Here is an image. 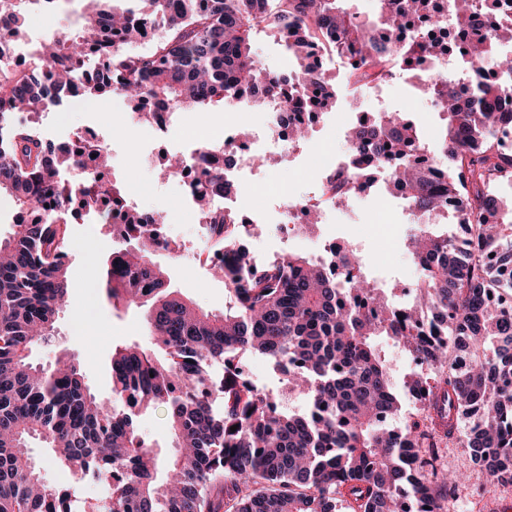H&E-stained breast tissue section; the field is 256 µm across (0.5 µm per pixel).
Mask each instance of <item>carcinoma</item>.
I'll return each instance as SVG.
<instances>
[{"label":"carcinoma","instance_id":"1","mask_svg":"<svg viewBox=\"0 0 512 512\" xmlns=\"http://www.w3.org/2000/svg\"><path fill=\"white\" fill-rule=\"evenodd\" d=\"M87 2L82 27L41 51L55 87L93 102L121 95L135 112L257 105L251 96H277L288 77L257 65L256 36L274 32L297 76L313 72L305 51L323 37L338 49L363 48L351 71L357 87L384 81L400 62L446 106L439 153L448 175L436 177L438 163L421 153L420 131L406 112H378L348 133V172L336 176L328 203L341 205L378 175L386 187L407 188L419 224L409 247L421 276L405 308L366 277L348 244L321 262L290 254L255 268L242 245L234 264L221 266L224 312L203 311L153 261L166 242L142 238L140 213L124 212L114 234L125 245L105 263L107 294L114 305L146 307L153 347L112 349V389L104 396L90 390L77 365L35 364L31 352L53 335L68 295L69 264L57 246L68 237L73 209L118 212L122 190L69 179L84 157L105 169L108 152L93 155L78 143L60 155L37 125L5 126L0 195L27 218L0 238V512H71L61 488L45 484L36 469L34 440L73 479L91 473L109 485L89 512H438L461 477L422 452L450 441L462 425L480 471L511 474L512 307L493 308L486 294L512 297V200L490 189L512 180V153L500 150L496 135L497 124L512 119V58L499 47L500 39L512 40V28L472 44L452 77L440 45L375 37L378 28L402 29L409 17L441 23L428 0H379L373 19L361 18L351 0H278L274 10L270 0H123L122 9L108 7L110 0ZM471 8L472 0H455L453 21L464 26ZM157 18L164 36L149 51L112 49V37L138 41ZM24 27L21 9L0 7L1 46ZM92 51L104 57L106 73L84 79ZM453 80L464 106L448 94ZM301 90L324 112L336 104V86L324 73ZM54 106L33 74L0 83V114ZM233 191L220 169L205 168L195 181L202 206L214 193ZM475 211L481 222L471 224ZM440 216L466 239L434 231ZM213 223L216 246L229 245L237 214ZM476 252H494L498 263L485 264ZM379 337L418 362L406 386L421 404L419 416L401 427L381 420H398L402 406ZM246 352L288 364L285 382L307 390L303 413L278 410L275 395L252 386L239 363ZM156 404L168 410L177 448L163 481L136 423ZM259 479L269 487L251 490Z\"/></svg>","mask_w":512,"mask_h":512}]
</instances>
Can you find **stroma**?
Masks as SVG:
<instances>
[{"mask_svg": "<svg viewBox=\"0 0 512 512\" xmlns=\"http://www.w3.org/2000/svg\"><path fill=\"white\" fill-rule=\"evenodd\" d=\"M84 8L83 0H63L55 13L45 16L43 23L27 24L26 32L34 40L43 35L75 31ZM333 78L336 82V105L322 116L320 126L311 128L309 138L312 141L321 140V125L349 126L358 114L385 109L412 113L424 132L442 124L441 116L432 110L431 97L419 89L416 79L410 74L397 73L381 97L376 96L373 90L349 86L343 69H336ZM116 112L127 117L130 112L127 102L119 96L98 102L91 110L74 104L65 113V123L73 128L99 130L111 126L112 115ZM113 142L112 174L122 180L137 179L155 185L152 195L144 203L145 211L152 213L173 208L176 188H158L157 171L131 167L130 161L142 143L157 154L172 151L180 144L178 135L164 140L143 136L135 120L128 117L122 135L114 137ZM304 160V155L289 151L277 167L264 170L250 185L245 205L257 212L264 226L263 233L253 235L251 245L264 251H285L308 257L319 250L320 244L314 237L300 238L292 243L283 239L279 224L280 204L267 193V187L273 181L289 187L298 197L315 193L313 183L297 176ZM379 211L395 213V223L380 236L363 233L362 225L371 223ZM414 229V218L405 206L379 189L359 195L350 211L335 212L325 227L328 236L349 243L365 259L366 272L371 279L393 289L398 296L403 295L405 288L411 287L420 276V269L407 249V239ZM70 232L76 242L69 264L70 303L56 318L51 342L34 346L32 356L40 363L50 364L60 354H68L79 363L87 384L96 392L106 393L112 387L110 363L113 347L124 342L147 346L151 339L143 309L113 306L106 296L102 270L90 273L83 264L86 252L94 251L104 257L115 247L111 223L96 216L84 224H71ZM159 262L167 269L172 288L190 299L196 307L213 312L223 310L227 301L224 284L211 278L203 266L180 263L179 259L168 254L160 256ZM137 424L159 457L170 454L169 424L164 407L152 406L143 410ZM31 455L46 484L71 488L72 512H83L85 506L96 502L100 486L97 477H87L76 485L65 470L51 462L48 449L40 443H32ZM437 465L465 477L464 482L446 498L441 512H512V483L496 477L475 479L476 465L464 436H457L453 442L439 446Z\"/></svg>", "mask_w": 512, "mask_h": 512, "instance_id": "obj_1", "label": "stroma"}]
</instances>
